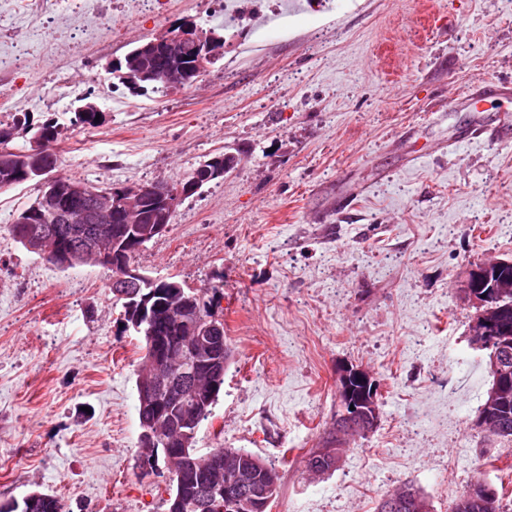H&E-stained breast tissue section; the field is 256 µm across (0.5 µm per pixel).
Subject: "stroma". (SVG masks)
I'll return each instance as SVG.
<instances>
[{
	"label": "stroma",
	"mask_w": 512,
	"mask_h": 512,
	"mask_svg": "<svg viewBox=\"0 0 512 512\" xmlns=\"http://www.w3.org/2000/svg\"><path fill=\"white\" fill-rule=\"evenodd\" d=\"M109 32L58 13L70 42L29 46L0 92L69 149L57 176L99 187L173 184L221 152L236 168L182 200L133 264L190 288L222 284L215 314L236 349L195 451L242 448L279 475L268 512H374L406 483L448 512L475 479L512 512V460L475 428L492 386L462 266L512 259V141L450 140L449 106L478 79L512 84V0H305L242 34L199 89L131 95L108 64L179 19L226 18L209 0H117ZM95 102L97 127L73 124ZM0 191V506L32 491L67 512H167L168 482L137 460L142 338L103 267L61 270L8 223L36 197ZM379 385L377 428L339 467L305 458L336 425V368Z\"/></svg>",
	"instance_id": "stroma-1"
}]
</instances>
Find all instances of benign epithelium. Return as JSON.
Returning a JSON list of instances; mask_svg holds the SVG:
<instances>
[{"mask_svg": "<svg viewBox=\"0 0 512 512\" xmlns=\"http://www.w3.org/2000/svg\"><path fill=\"white\" fill-rule=\"evenodd\" d=\"M214 40L210 31L189 21L178 31L165 30L152 43L163 60L157 77L177 75L186 81L197 80L214 61ZM12 171L15 182H23L42 174L38 168H28L13 150H0V168ZM224 173V167L201 166L194 177L183 186L174 188L167 184L152 186L127 185L110 193L100 192L84 183H63L51 178L40 181L41 192L31 207L15 216L21 225V240L26 248L41 256H50L62 268L103 266L120 270L112 281L113 292L119 297H132L142 288H152L156 279L132 266L128 253L150 238L162 235L167 229L170 215L188 194L215 175ZM92 225L91 230L81 228ZM507 260H488L462 269L459 275L460 292L476 307L470 327V336L479 338L478 346L492 350L489 364L492 369L505 374L496 346L498 336L507 331L504 311L497 305L499 297L512 290V280L494 279L492 273ZM154 294L140 297L132 304L133 328L146 331L149 362L138 371L141 398L151 402L155 417L151 427L140 433V464L151 468L156 462L158 449L180 448L179 457L166 456L169 485L176 491L168 496V512L187 510L182 491L183 478L189 474H206L212 481L199 491L196 507L201 512H266L272 500L269 487L254 482L250 470H238L237 477L225 485L214 480L224 471V453L216 452L200 461L189 451L192 429L200 419V409L209 404L211 392L200 390L198 379L210 374L204 368L206 361L224 350L222 326L215 317L203 312V295L177 299L184 336L180 343L185 353L179 357V366H170V356L175 351L168 339L155 335L153 328L143 329L151 321ZM336 379L349 410L336 420L333 437L339 442L345 432L358 422H378L369 410L374 408L377 383L372 373L358 366L342 365L336 369ZM362 389L354 391V385ZM174 397L183 413L176 418L164 416L162 405ZM47 501L37 492L25 496L22 503L11 507L22 512H39Z\"/></svg>", "mask_w": 512, "mask_h": 512, "instance_id": "obj_1", "label": "benign epithelium"}]
</instances>
